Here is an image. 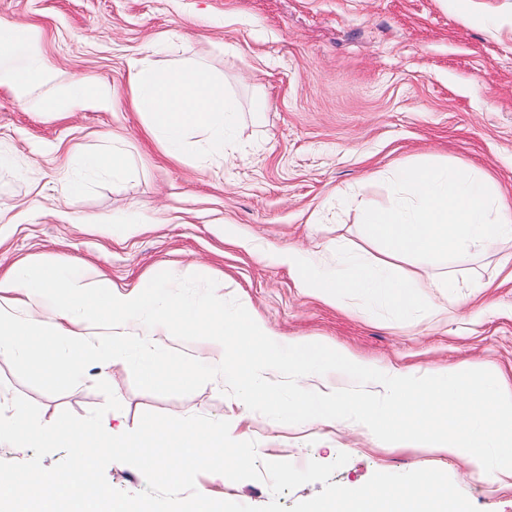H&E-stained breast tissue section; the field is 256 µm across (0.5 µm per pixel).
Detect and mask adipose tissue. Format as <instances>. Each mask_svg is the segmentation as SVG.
Masks as SVG:
<instances>
[{
	"mask_svg": "<svg viewBox=\"0 0 512 512\" xmlns=\"http://www.w3.org/2000/svg\"><path fill=\"white\" fill-rule=\"evenodd\" d=\"M55 85L41 114L60 118L112 102L110 87L82 78L59 82L40 32L0 21V90L22 103ZM129 97L146 131L172 158L193 133L207 158H224L239 104L222 80L198 68L169 71L142 60L130 69ZM185 270L145 277L122 289L70 261H42L0 275V357H23L38 370L73 374L76 359L102 347L91 332H112V357L133 354L142 384H161L164 368L181 364L158 354L167 336H191L207 350V366L236 384L250 408L281 425L365 429L385 448L411 442L463 458L471 469L512 483V380L495 368L463 361L441 369L377 367L336 343L271 335L249 303L224 307L221 293L196 302L180 291Z\"/></svg>",
	"mask_w": 512,
	"mask_h": 512,
	"instance_id": "1",
	"label": "adipose tissue"
}]
</instances>
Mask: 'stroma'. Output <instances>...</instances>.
Wrapping results in <instances>:
<instances>
[{
	"instance_id": "35a3bbf8",
	"label": "stroma",
	"mask_w": 512,
	"mask_h": 512,
	"mask_svg": "<svg viewBox=\"0 0 512 512\" xmlns=\"http://www.w3.org/2000/svg\"><path fill=\"white\" fill-rule=\"evenodd\" d=\"M0 19L39 28L63 78L111 85V107L60 120L0 90V272L16 263L79 259L119 283L183 267V291L229 281L224 305L249 301L272 335L325 338L379 365L440 368L494 364L512 377V254L475 257L471 280L448 296L453 313L400 322L348 311L304 293L273 253L343 238L359 244L358 204L391 201L385 173L400 161L434 158L481 169L512 203V0H472L461 14L445 0H0ZM168 70L200 65L240 104L226 161L202 165L200 144L172 159L145 134L129 103L134 61ZM264 101L261 120L251 112ZM120 139L122 177H91L78 195L61 178L76 154ZM77 375L35 371L0 357V397L35 403L42 422L62 411L86 416L104 404L106 380L121 403L103 423L132 430L144 412L230 423L263 461L348 462L334 483L357 488L374 473L446 472L479 512H512V487L425 448H382L363 430L279 425L248 409L231 382L168 373L144 388L133 358L80 359ZM204 496L262 506L266 482L202 473Z\"/></svg>"
}]
</instances>
